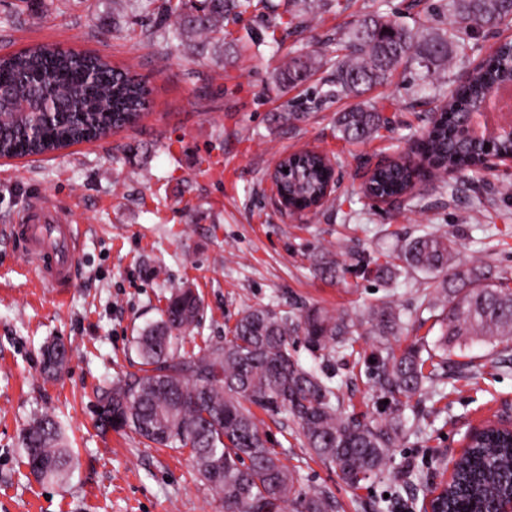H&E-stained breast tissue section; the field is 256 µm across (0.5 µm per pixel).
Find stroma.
<instances>
[{
    "label": "stroma",
    "instance_id": "obj_1",
    "mask_svg": "<svg viewBox=\"0 0 512 512\" xmlns=\"http://www.w3.org/2000/svg\"><path fill=\"white\" fill-rule=\"evenodd\" d=\"M377 13L431 33L448 26V0H323L306 29L288 0H258L226 22L223 52L191 56L163 38L174 19L156 20L132 2L116 13L112 0H0V55L88 51L153 89L134 127L60 153L0 159V512H218L215 494L192 475L189 450L96 428V388L130 370L132 338L158 319L169 288L187 283L203 299L201 325L183 343L195 353L223 340L257 305L297 313L316 304L361 319L384 300L414 320L424 274L411 270L391 284L376 267L427 232L447 234L463 260L512 278V193L505 190L512 168L458 175L444 189L421 183L413 201L395 206L368 200L356 176L377 158L411 155L433 98L512 39V23L475 33L467 57L438 82L425 83L411 65L366 93L392 125L363 143L341 137L338 119L355 101L326 98L329 70L291 85L278 80L286 56L332 58L337 34ZM288 110L302 120L279 121ZM301 148L335 159L338 186L323 208L293 215L278 203L271 173L282 155ZM35 198L61 203L80 233L77 277L63 293L40 286L4 233ZM326 251L340 262L332 279L311 273ZM55 337L73 352L63 373L49 378L41 350ZM356 348V356L337 359L336 371L345 401L366 411L372 401L362 356L372 342L360 339ZM439 382L446 399L415 406L426 432L408 435L386 478L358 490L310 460L283 417L258 418L302 485L332 491L341 512H421L470 429L512 422V346L455 350ZM41 414L58 417L75 453L63 487L38 483L23 463L20 430Z\"/></svg>",
    "mask_w": 512,
    "mask_h": 512
}]
</instances>
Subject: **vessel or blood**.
Listing matches in <instances>:
<instances>
[{
    "label": "vessel or blood",
    "mask_w": 512,
    "mask_h": 512,
    "mask_svg": "<svg viewBox=\"0 0 512 512\" xmlns=\"http://www.w3.org/2000/svg\"><path fill=\"white\" fill-rule=\"evenodd\" d=\"M8 232L43 287L63 289L74 281L80 238L55 202L39 199L23 210Z\"/></svg>",
    "instance_id": "b4317fda"
}]
</instances>
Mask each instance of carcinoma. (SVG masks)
Instances as JSON below:
<instances>
[{"mask_svg":"<svg viewBox=\"0 0 512 512\" xmlns=\"http://www.w3.org/2000/svg\"><path fill=\"white\" fill-rule=\"evenodd\" d=\"M167 14L179 19L171 38L190 52L211 41H224V22L238 17L251 0H164ZM450 21L441 36H426L386 15L362 25L336 41V68L327 80L331 98L358 97L388 81L401 65L415 64L430 82L453 60L466 55L472 23L497 26L512 19V0H448ZM317 58L286 57L279 72L283 81H302ZM503 81L512 82V41L498 46L452 93L439 114L430 117L423 137L422 168L393 161L374 175L375 193L401 199L418 179L445 183L448 170L471 171L483 165L488 152L512 155V139L490 146L465 137L461 115L471 112ZM55 86L59 113L48 122L33 114L0 112V157L38 156L71 145L101 139L115 128L134 125L145 111L151 90L130 71H118L98 56L51 49L17 52L0 58V88L10 97L37 99ZM388 121L376 109L358 105L342 113L338 131L351 141L374 137ZM276 186L280 195L308 207L324 196L327 171L315 153L285 157ZM403 268L428 274L419 308L437 314L440 335L432 343L415 341L396 351L390 337L405 329L401 313L390 302L368 312L375 344L371 390L376 415L357 413L340 403V386L325 371L336 354L354 350L357 324L347 313L310 306L300 315L273 306L245 310L224 336L202 351H183L187 332L200 325L202 300L184 285L169 290L160 318L135 337L138 368L103 385L98 404L110 421H98L107 432L130 429L158 448H188L194 468L218 497L222 512H336L327 490L308 491L296 471L288 468L252 411L256 406L283 415L295 439L320 461L336 469L342 480L359 488L382 478L393 448L407 429L404 411L416 398L434 393L437 367L448 363L457 347L495 345L512 340V287L476 263L461 261L448 235L426 232L401 246ZM329 252L313 263L320 276L336 274ZM301 340L322 359L316 369L294 355ZM62 342L43 352V370L56 375L68 361ZM19 441L29 473L38 481L64 484L72 470L69 448L57 417L44 414L27 426ZM512 496V432L492 428L475 436L458 461L448 487L447 512H500Z\"/></svg>","mask_w":512,"mask_h":512,"instance_id":"obj_1","label":"carcinoma"}]
</instances>
